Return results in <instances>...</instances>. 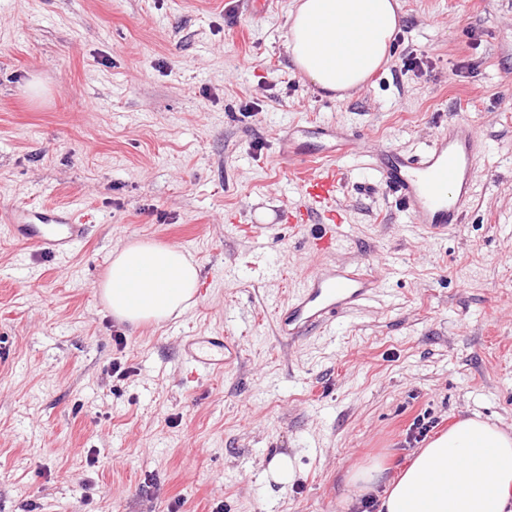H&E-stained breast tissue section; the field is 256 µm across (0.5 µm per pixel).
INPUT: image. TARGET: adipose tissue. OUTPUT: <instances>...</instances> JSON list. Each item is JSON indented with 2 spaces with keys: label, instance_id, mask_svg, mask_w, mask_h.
Masks as SVG:
<instances>
[{
  "label": "adipose tissue",
  "instance_id": "ef3b65f1",
  "mask_svg": "<svg viewBox=\"0 0 512 512\" xmlns=\"http://www.w3.org/2000/svg\"><path fill=\"white\" fill-rule=\"evenodd\" d=\"M401 23L399 0H294L287 14L291 62L317 90L351 96L387 64ZM199 279L198 264L182 248L135 239L113 250L99 293L116 320L135 328L186 312ZM351 480L385 482L380 512H512V432L464 418L415 452L397 478L383 480L375 465Z\"/></svg>",
  "mask_w": 512,
  "mask_h": 512
}]
</instances>
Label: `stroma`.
<instances>
[{"instance_id":"stroma-1","label":"stroma","mask_w":512,"mask_h":512,"mask_svg":"<svg viewBox=\"0 0 512 512\" xmlns=\"http://www.w3.org/2000/svg\"><path fill=\"white\" fill-rule=\"evenodd\" d=\"M278 2L257 20L248 0H0V205L91 227L62 258L0 225V512H361L351 474L398 476L418 415L512 429V0H400L388 63L344 100L291 66ZM412 52L429 68L403 72ZM452 116L485 153L465 223L428 238L361 191L356 151L423 149ZM288 136L344 150L334 259L386 288L297 337L274 308L320 262L311 228L241 230L299 205ZM130 239L187 250L206 294L158 325L115 320L95 287ZM214 332L239 360L188 379L184 337ZM279 454L282 484L263 476ZM264 475L268 480L271 479L277 483H285L292 480L294 477L293 460L286 455L276 457L269 464Z\"/></svg>"}]
</instances>
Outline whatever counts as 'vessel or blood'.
I'll use <instances>...</instances> for the list:
<instances>
[{"instance_id": "obj_1", "label": "vessel or blood", "mask_w": 512, "mask_h": 512, "mask_svg": "<svg viewBox=\"0 0 512 512\" xmlns=\"http://www.w3.org/2000/svg\"><path fill=\"white\" fill-rule=\"evenodd\" d=\"M485 143L466 119L449 120L422 150H380L364 147L367 167L398 205L407 212L423 235L448 233L463 223L477 184L476 163ZM296 170L302 205L287 213L296 229L316 225L311 248L331 254L344 246L336 202L344 170L338 154L296 151ZM0 223L10 234L40 252L65 257L85 241L89 227L66 208L0 209ZM380 280L369 267L326 263L307 275L301 288L276 309L279 330L302 336L332 325L336 318L362 307L383 294ZM240 355V348L224 336H190L184 357L193 373L224 369Z\"/></svg>"}]
</instances>
